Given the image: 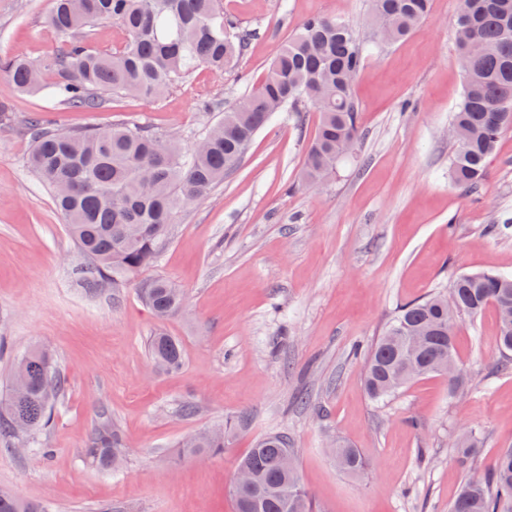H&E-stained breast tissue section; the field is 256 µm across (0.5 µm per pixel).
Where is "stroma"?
<instances>
[{
  "label": "stroma",
  "instance_id": "stroma-1",
  "mask_svg": "<svg viewBox=\"0 0 512 512\" xmlns=\"http://www.w3.org/2000/svg\"><path fill=\"white\" fill-rule=\"evenodd\" d=\"M372 0H224L252 33L236 68H197L162 98L115 94L82 112L19 93L0 74V395L15 360L50 349L66 386L51 426L20 447L0 441V487L51 512H234L235 468L249 448L288 433L315 512H448L461 483L512 448V366L493 309L462 318L456 337L467 394L429 376L385 403L363 388L355 347L376 339L399 307L449 288L464 272L512 273V128L478 190L449 176L448 127L463 80L452 37L457 0H432L406 40L373 45ZM49 0H0V55L41 58L58 44L43 28ZM348 22L370 48L356 80L361 138L326 180L303 175L317 113H278L243 162L187 206L157 260L119 286L84 285L86 260L51 192L27 164L30 113L80 129L140 124L192 146L251 93L276 52L312 15ZM162 277L187 297L157 321L139 292ZM182 343L180 370L157 369L156 332ZM193 406L185 415V406ZM110 419L128 457L118 471L82 456ZM227 428L224 452L184 457L182 439ZM484 434L478 459L451 448L459 429ZM373 463L350 475L333 439Z\"/></svg>",
  "mask_w": 512,
  "mask_h": 512
}]
</instances>
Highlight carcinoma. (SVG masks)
<instances>
[{
    "label": "carcinoma",
    "instance_id": "1",
    "mask_svg": "<svg viewBox=\"0 0 512 512\" xmlns=\"http://www.w3.org/2000/svg\"><path fill=\"white\" fill-rule=\"evenodd\" d=\"M431 0H373L379 34L392 43L407 37L430 12ZM114 22L125 31L119 48L97 51L93 28ZM45 28L61 43L46 59L0 57V72L21 91L41 92L66 106L93 112L113 94L157 99L195 68L222 74L246 51L250 34L224 13L223 0H51ZM454 35L464 86L451 138L453 182L480 187L502 132L512 127V0H459ZM364 43L346 22L319 15L305 19L275 55L258 88L224 113V121L186 150L172 134L142 125L67 131L35 113L26 120L32 141L28 165L53 192L57 211L88 260L85 285L130 277L153 262L169 240L181 210L223 183L243 159L256 134L277 112L296 119L311 107L320 119L304 158L307 180L324 179L360 139L355 81ZM154 313L184 312L181 291L164 278L141 285ZM498 317V345L512 356V276L492 272L456 277L445 294L433 293L400 307L367 350L364 388L375 402L401 390L398 381L439 374L448 366V391L464 392L458 367L457 321L487 308ZM155 365L181 368L184 352L173 336L149 341ZM52 353L37 347L16 362L10 388L0 400V437L19 438L44 428L64 392ZM197 458L224 450V432H204L182 443ZM482 434L467 428L456 443L462 462L481 455ZM349 474L370 462L346 444L333 449ZM86 461L110 470L126 455L112 423L95 424L83 448ZM237 468L251 481L232 486L235 512H312L301 483L295 448L287 435L270 434L242 457ZM0 512H47L0 488ZM448 512H512V448L500 450L476 485L463 482Z\"/></svg>",
    "mask_w": 512,
    "mask_h": 512
}]
</instances>
